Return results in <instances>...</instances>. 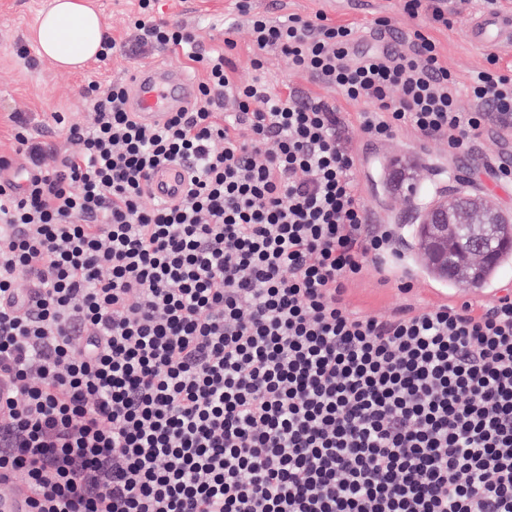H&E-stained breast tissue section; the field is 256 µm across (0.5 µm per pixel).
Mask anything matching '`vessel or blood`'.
I'll return each mask as SVG.
<instances>
[{
    "instance_id": "obj_1",
    "label": "vessel or blood",
    "mask_w": 512,
    "mask_h": 512,
    "mask_svg": "<svg viewBox=\"0 0 512 512\" xmlns=\"http://www.w3.org/2000/svg\"><path fill=\"white\" fill-rule=\"evenodd\" d=\"M473 32L481 44L490 48L511 45L512 8L478 17ZM128 86L132 109L141 122L148 124L164 122L169 113L184 110L198 93L196 83L185 72L167 65L131 71ZM187 187V172L181 165L160 168L151 179V194L158 200L180 199Z\"/></svg>"
}]
</instances>
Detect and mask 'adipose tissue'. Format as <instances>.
Instances as JSON below:
<instances>
[{
	"instance_id": "obj_1",
	"label": "adipose tissue",
	"mask_w": 512,
	"mask_h": 512,
	"mask_svg": "<svg viewBox=\"0 0 512 512\" xmlns=\"http://www.w3.org/2000/svg\"><path fill=\"white\" fill-rule=\"evenodd\" d=\"M103 37V21L92 0H51L32 30L41 56L68 70L98 58Z\"/></svg>"
}]
</instances>
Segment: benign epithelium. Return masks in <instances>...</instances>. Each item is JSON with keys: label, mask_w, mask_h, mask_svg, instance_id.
<instances>
[{"label": "benign epithelium", "mask_w": 512, "mask_h": 512, "mask_svg": "<svg viewBox=\"0 0 512 512\" xmlns=\"http://www.w3.org/2000/svg\"><path fill=\"white\" fill-rule=\"evenodd\" d=\"M388 184L392 191L410 195L415 182L411 165L395 159L388 167ZM451 224H486L500 234V245L512 248V232H502L503 225L512 224V214H506L484 196L470 194L443 195L425 207L419 219V247L423 262L434 274L446 278L453 274L460 285L472 279V270L493 260L484 251L482 241L485 229L475 235L466 251L456 248L448 232Z\"/></svg>", "instance_id": "benign-epithelium-1"}]
</instances>
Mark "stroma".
I'll return each mask as SVG.
<instances>
[{
	"label": "stroma",
	"mask_w": 512,
	"mask_h": 512,
	"mask_svg": "<svg viewBox=\"0 0 512 512\" xmlns=\"http://www.w3.org/2000/svg\"><path fill=\"white\" fill-rule=\"evenodd\" d=\"M50 0H0V155H16L10 136L9 113L24 112L42 119L53 112L65 113L71 123L91 125L94 112L83 91L89 81L108 84L125 80L136 61L118 56L96 60L79 72L61 70L42 59L29 31ZM155 16L170 23L191 27L201 47L220 49L225 37H232L234 79L252 82L256 77L250 65V36L244 17L236 10L235 0H154ZM452 23L443 28L430 23L426 16L409 17L401 10L399 0H336L330 17L340 23H351L360 31L358 50L394 48L402 35L419 29L432 37L461 86H468L483 66L485 47L472 38L473 19L486 7L483 0H448ZM389 18L393 30L383 39L372 35L377 18ZM232 23V34H225V23ZM357 158L354 178L358 184L369 217L393 225L401 239L394 259L396 274L411 277V293H402L395 282H381L375 268H367L349 290L350 301L363 313L385 317L406 302L429 307L440 302L479 304L512 289V264L484 287L463 289L432 277L418 256L411 235L418 213L439 196L459 192L488 196L502 211L512 213V188L497 185L487 178L484 167L493 161L512 157V141L498 137L495 125H488L478 144L470 151L449 152L446 143L421 139L413 130L404 129L386 142L370 140L358 122L348 131ZM395 157L410 160L416 171L418 195L407 197L390 193L384 182L387 163Z\"/></svg>",
	"instance_id": "stroma-1"
}]
</instances>
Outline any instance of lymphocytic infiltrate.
<instances>
[{
    "instance_id": "1",
    "label": "lymphocytic infiltrate",
    "mask_w": 512,
    "mask_h": 512,
    "mask_svg": "<svg viewBox=\"0 0 512 512\" xmlns=\"http://www.w3.org/2000/svg\"><path fill=\"white\" fill-rule=\"evenodd\" d=\"M237 9L254 70L274 51L364 103L371 140L408 127L469 150L492 121L512 137L495 53L465 112L422 30L359 54L353 24ZM130 28L104 56L182 52L187 111L146 126L126 84L89 82L93 123L68 125L79 149L58 158L9 116L29 177L0 185V487L23 474L27 512H512V291L354 309L396 237L368 221L345 112L236 83L234 40L199 51L151 0ZM171 163L185 196L143 207Z\"/></svg>"
}]
</instances>
